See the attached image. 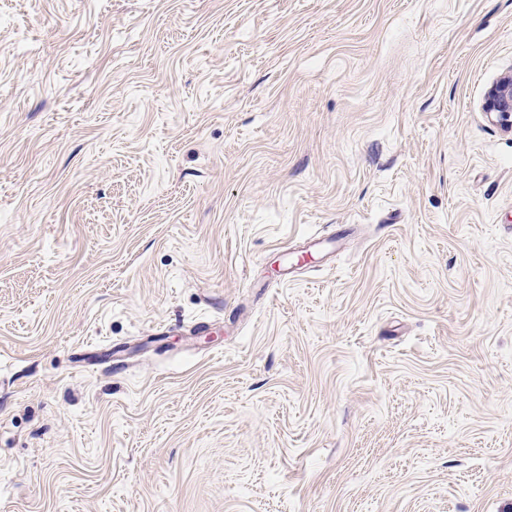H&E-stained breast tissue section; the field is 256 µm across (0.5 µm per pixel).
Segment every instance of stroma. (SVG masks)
Returning a JSON list of instances; mask_svg holds the SVG:
<instances>
[{
  "label": "stroma",
  "instance_id": "1",
  "mask_svg": "<svg viewBox=\"0 0 512 512\" xmlns=\"http://www.w3.org/2000/svg\"><path fill=\"white\" fill-rule=\"evenodd\" d=\"M512 0H0V512H512ZM484 112L502 128L512 130V74H505L487 92Z\"/></svg>",
  "mask_w": 512,
  "mask_h": 512
}]
</instances>
